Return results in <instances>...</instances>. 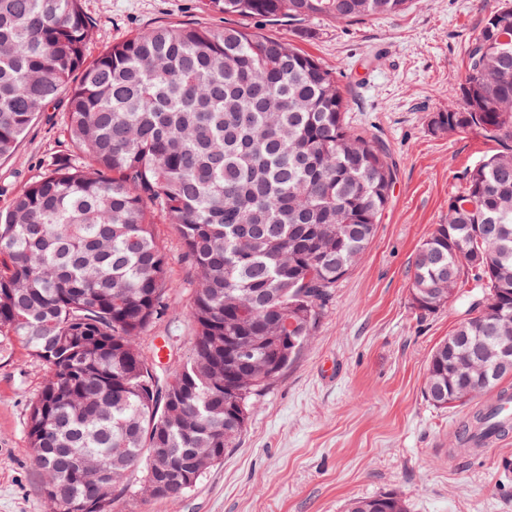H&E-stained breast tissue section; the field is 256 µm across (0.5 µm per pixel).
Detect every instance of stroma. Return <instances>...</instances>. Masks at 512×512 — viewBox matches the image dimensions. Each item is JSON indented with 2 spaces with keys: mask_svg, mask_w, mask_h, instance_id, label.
<instances>
[{
  "mask_svg": "<svg viewBox=\"0 0 512 512\" xmlns=\"http://www.w3.org/2000/svg\"><path fill=\"white\" fill-rule=\"evenodd\" d=\"M500 0H414L404 13L358 23L318 17L269 25L351 83L353 127L380 134L397 178L361 262L325 303L307 345L259 398L235 447L185 495L147 498L130 478L115 512H344L354 497L399 494L408 512H512V480L500 462L512 439L459 457L467 407L440 409L423 395L428 358L466 316L454 300L426 318L411 307L410 271L421 242L442 223L466 172L497 152L477 130L435 134L465 74V48ZM95 59L135 32L161 24L248 27L251 19L203 12L199 0H82ZM62 109L42 113L13 156L0 160V209L56 161L82 162ZM154 235L174 285L170 309L141 337H163L169 370L192 354L193 270L173 225ZM50 376L20 343L0 346V512H48L27 437V414Z\"/></svg>",
  "mask_w": 512,
  "mask_h": 512,
  "instance_id": "obj_1",
  "label": "stroma"
}]
</instances>
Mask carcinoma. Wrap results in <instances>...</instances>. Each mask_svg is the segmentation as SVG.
Listing matches in <instances>:
<instances>
[{"label":"carcinoma","mask_w":512,"mask_h":512,"mask_svg":"<svg viewBox=\"0 0 512 512\" xmlns=\"http://www.w3.org/2000/svg\"><path fill=\"white\" fill-rule=\"evenodd\" d=\"M412 0H201L211 14L357 23ZM82 0H0V158L65 98L67 132L89 160L55 164L0 210V343L17 339L53 375L31 403L29 447L49 512H85L86 496L192 458L181 493L224 459L254 401L311 336L336 285L358 263L386 210L395 171L386 146L348 121V86L282 36L260 28L160 25L87 59ZM461 104L430 130L478 129L501 150L466 175L448 218L417 250L412 308L427 317L467 289V317L432 350L424 396L466 405L509 372L512 346V0L466 47ZM173 225L194 269L193 352L172 373L140 336L173 284L153 224ZM257 343L235 370L224 347ZM467 366L466 374L455 366ZM407 512L394 493L346 512Z\"/></svg>","instance_id":"1"}]
</instances>
